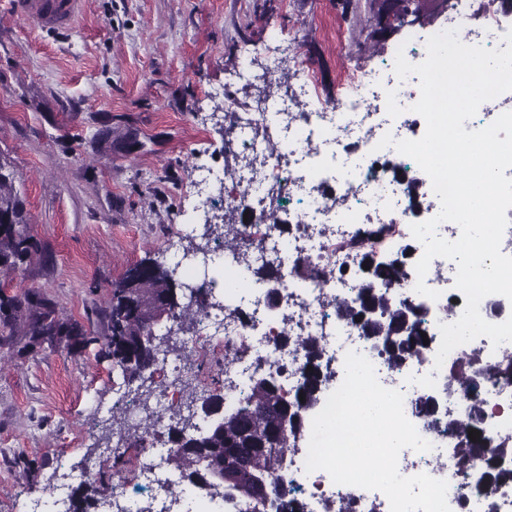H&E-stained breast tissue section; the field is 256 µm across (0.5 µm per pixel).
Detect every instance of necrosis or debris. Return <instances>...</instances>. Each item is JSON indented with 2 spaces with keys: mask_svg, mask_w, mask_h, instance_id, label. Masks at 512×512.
I'll list each match as a JSON object with an SVG mask.
<instances>
[{
  "mask_svg": "<svg viewBox=\"0 0 512 512\" xmlns=\"http://www.w3.org/2000/svg\"><path fill=\"white\" fill-rule=\"evenodd\" d=\"M500 0H484L473 8L471 0H457L448 18L461 42L505 49L502 37L511 29L501 19ZM299 90L281 86L265 97L260 112L225 106V117L234 122L238 138L230 150L241 160L235 177L215 173L197 177L200 193L219 197L225 207L251 212L250 223L239 225V238L249 248L240 260L223 242H215L214 253L224 260V278H202L200 294L209 307L185 347L222 356L224 396L235 398L247 389L256 361L277 371L288 367L289 385L299 381L298 370L307 360L303 339L319 341L323 359L345 371V356L354 351L371 362L379 383L401 391L403 411L414 419L412 403L420 395L434 394L444 402L438 425L419 428L432 450L400 454L398 471L410 477L425 473L447 481V503L451 512H512V481L487 484L481 467L460 473L456 464V436L449 432L452 421L465 422L472 406L485 411L483 423L488 448L512 446V382L495 377L493 368L512 357V342L492 345L478 337L453 349L444 362H437L439 327L460 318L464 307H449L457 295L455 284L443 275V263L432 259L425 277L410 274L389 288L393 305L411 302L418 309L423 327L432 340L419 358L392 367L374 339L341 317L337 307L354 301L358 282L349 272L362 256H396L409 237L411 207L405 206L411 184H418L432 200L430 215H437L439 201L432 198L429 177L416 162L394 147H381L390 124H397L403 139L423 136L426 123L420 114L408 115L392 109L404 82L397 75L379 79L369 75L356 93L301 109L309 97L315 71L306 68ZM412 169L411 178L392 175V166ZM290 217L289 233L276 224L281 213ZM278 268L276 281L255 278V267ZM438 291L432 299L416 292L417 281ZM278 292V305L269 295ZM246 309L239 319L237 309ZM291 337L283 345V337ZM159 396L152 409L153 425H177L184 416L183 359L174 352L158 355ZM300 462L288 472L289 496L301 500L305 512H326L328 505L351 500L357 512H390L388 498L380 491L333 483L321 469L307 471L306 449L296 448ZM136 472L141 486L150 492L147 503L132 501L125 479L112 482L108 496L110 512H178L188 497L180 476L168 462L167 451H153L140 459Z\"/></svg>",
  "mask_w": 512,
  "mask_h": 512,
  "instance_id": "necrosis-or-debris-1",
  "label": "necrosis or debris"
}]
</instances>
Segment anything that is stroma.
<instances>
[{
	"instance_id": "stroma-1",
	"label": "stroma",
	"mask_w": 512,
	"mask_h": 512,
	"mask_svg": "<svg viewBox=\"0 0 512 512\" xmlns=\"http://www.w3.org/2000/svg\"><path fill=\"white\" fill-rule=\"evenodd\" d=\"M375 10L373 0H83L72 28L47 32L0 0V155L36 243L6 291L39 292L95 339L31 348L23 330L0 335V512H27L56 483V463L79 469L95 456L84 432L127 385L97 343L112 285L141 261L168 260L169 242L201 238L191 172L234 162L225 98L255 104L277 59L296 86L312 64L314 100L342 95V68L366 77L401 44L444 30L449 14L446 0H424L419 21L384 40L364 25ZM322 15L340 42L320 31ZM245 60L246 84L233 78ZM118 430L126 447L72 485L70 512L122 474L129 495L147 499L131 474L152 443L133 422Z\"/></svg>"
}]
</instances>
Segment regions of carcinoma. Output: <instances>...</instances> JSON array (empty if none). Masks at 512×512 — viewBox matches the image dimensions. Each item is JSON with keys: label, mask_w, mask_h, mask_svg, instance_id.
<instances>
[{"label": "carcinoma", "mask_w": 512, "mask_h": 512, "mask_svg": "<svg viewBox=\"0 0 512 512\" xmlns=\"http://www.w3.org/2000/svg\"><path fill=\"white\" fill-rule=\"evenodd\" d=\"M419 7L420 0H381L377 17L390 9L402 23L409 16L419 17ZM15 181V171L0 159V215L9 219L7 224L0 223L1 276L18 270L34 248L25 203ZM238 215L243 212H233L230 222L224 225V248L234 251L239 247L235 232ZM408 266L403 254L376 264L371 258L362 257L358 263L362 273L358 296L340 308L350 324L370 332L381 344L387 362L393 366L418 356L426 348L423 339L429 338L417 319L415 306L394 307L387 298L391 281L405 277ZM177 268V264L170 267L149 259L128 268L112 286L105 353L132 377L154 365L155 356L148 353L149 332L165 341L173 334V327L162 326V318L178 323L193 320L203 311L201 304L179 302L183 283L176 279ZM20 320L27 327L31 346L68 343L79 336L75 327L56 316L50 303L41 300L39 293L29 292L20 300L7 295L0 283V324L8 327ZM301 345L309 362L294 388L286 389L276 373L257 374L249 392L224 408V420L218 427L185 422L171 431L170 462L180 471L184 489L192 499L206 497L227 504L247 499L252 503V512H303L295 501L286 499L280 477L290 466L289 437L295 438L305 430V421L297 422L294 416L305 417L320 404L330 376L314 363L320 358L317 341L310 338L301 341ZM413 409L424 418L426 426L434 427L436 410L431 397L415 399ZM288 411V435L282 436V420ZM483 417L482 408L476 406L470 421L458 427V466L465 473L478 465L484 468L487 482L498 483L507 479L508 472L501 469L499 455L487 449L482 435ZM472 429L479 432L473 440L468 436Z\"/></svg>", "instance_id": "obj_1"}]
</instances>
